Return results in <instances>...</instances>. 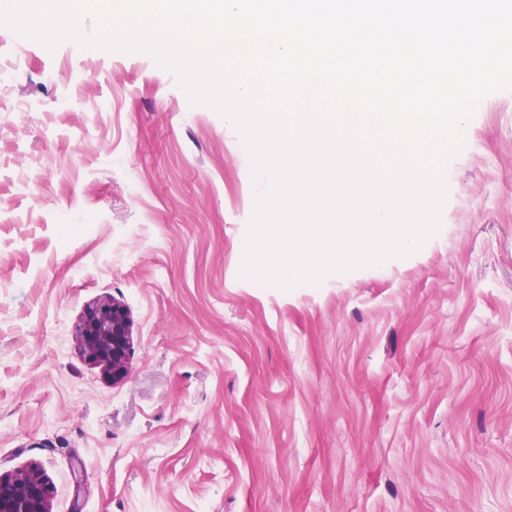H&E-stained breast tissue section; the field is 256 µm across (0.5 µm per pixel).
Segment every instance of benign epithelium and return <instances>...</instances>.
I'll return each instance as SVG.
<instances>
[{"label":"benign epithelium","mask_w":512,"mask_h":512,"mask_svg":"<svg viewBox=\"0 0 512 512\" xmlns=\"http://www.w3.org/2000/svg\"><path fill=\"white\" fill-rule=\"evenodd\" d=\"M82 355L112 377L126 379L132 368L131 319L125 305L102 298L89 306L78 326ZM52 488L37 467L0 476V512H51Z\"/></svg>","instance_id":"7a95c632"}]
</instances>
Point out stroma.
<instances>
[{
    "mask_svg": "<svg viewBox=\"0 0 512 512\" xmlns=\"http://www.w3.org/2000/svg\"><path fill=\"white\" fill-rule=\"evenodd\" d=\"M1 64L0 475L52 512H512V91L420 248L283 288L244 271L268 179L174 71L4 25ZM103 297L118 383L75 343ZM131 335L127 307L114 298H102L84 312L76 341L82 355L116 383L131 372ZM51 495L37 467L0 476V512H51Z\"/></svg>",
    "mask_w": 512,
    "mask_h": 512,
    "instance_id": "stroma-1",
    "label": "stroma"
}]
</instances>
